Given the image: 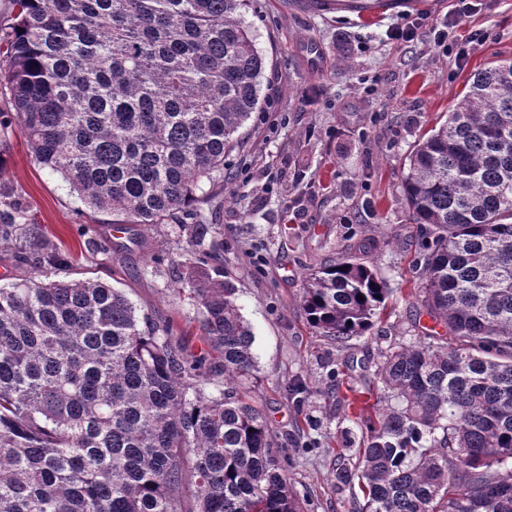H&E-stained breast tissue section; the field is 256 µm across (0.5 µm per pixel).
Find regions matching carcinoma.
Segmentation results:
<instances>
[{"mask_svg":"<svg viewBox=\"0 0 512 512\" xmlns=\"http://www.w3.org/2000/svg\"><path fill=\"white\" fill-rule=\"evenodd\" d=\"M249 0H11L0 85L34 161L85 207L177 219L206 348L76 264L0 171V253L33 275L0 285V512H302L247 395L254 333L224 276V225L188 224L262 107ZM421 231V305L444 333L388 349L366 429L363 512H512V60L468 75L447 120L406 158ZM85 250L107 241L82 225ZM392 293L348 253L309 273L321 336L366 335Z\"/></svg>","mask_w":512,"mask_h":512,"instance_id":"1","label":"carcinoma"}]
</instances>
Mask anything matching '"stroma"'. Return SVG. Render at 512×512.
<instances>
[{
	"mask_svg": "<svg viewBox=\"0 0 512 512\" xmlns=\"http://www.w3.org/2000/svg\"><path fill=\"white\" fill-rule=\"evenodd\" d=\"M477 2L462 18L453 0H402L361 15L331 0H252L247 15L266 62L265 104L246 147L225 159L213 221L224 227V270L255 334L251 394L287 450L290 483L308 512H358L362 498L334 478L337 464L356 461L345 432L361 428L340 398L325 396L331 377L363 386L382 352L434 326L415 288L419 238L399 183L407 154L445 120L469 73L512 59V0ZM410 21L417 37L393 39ZM0 166L48 235L80 255L83 206L35 163L20 131L0 144ZM95 220L111 250L88 262L91 276L154 319L186 324L189 346L200 349L193 307L172 288L182 245L170 225L129 224L117 234L115 216ZM341 252L374 266L392 288L370 333L344 343L318 335L300 306L305 275ZM298 381L309 390L301 403L291 392Z\"/></svg>",
	"mask_w": 512,
	"mask_h": 512,
	"instance_id": "1",
	"label": "stroma"
}]
</instances>
